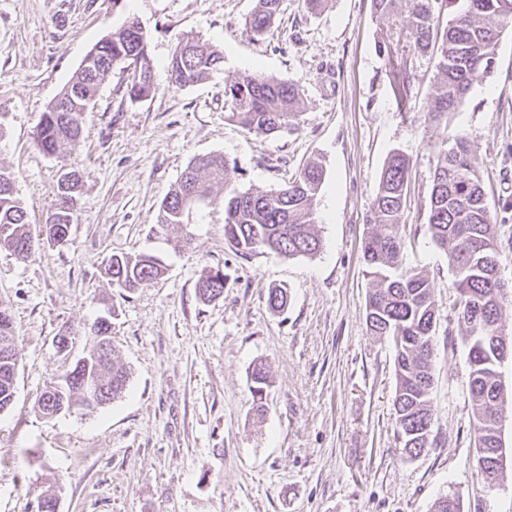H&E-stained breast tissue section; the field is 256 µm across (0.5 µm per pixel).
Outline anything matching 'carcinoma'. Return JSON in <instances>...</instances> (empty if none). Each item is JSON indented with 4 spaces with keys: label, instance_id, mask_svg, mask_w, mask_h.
Listing matches in <instances>:
<instances>
[{
    "label": "carcinoma",
    "instance_id": "cac0c4a2",
    "mask_svg": "<svg viewBox=\"0 0 512 512\" xmlns=\"http://www.w3.org/2000/svg\"><path fill=\"white\" fill-rule=\"evenodd\" d=\"M449 0H372L383 21L404 16L413 51L435 59L436 83L430 121L438 126L448 120L470 88L491 74L499 41V25L512 18V0H467L454 22L440 27V16ZM280 0H256L248 26L256 37L270 31ZM146 35L133 19L96 43L89 61L80 64L56 100L42 114L35 142L47 155L65 152L82 134L83 108L95 103L99 87L116 65L129 72L128 94L132 100L153 96L156 75L148 59ZM224 62L223 52L194 37L181 39L167 67L168 82L178 88L210 77ZM300 94L290 83L247 71L224 84L225 119L257 134H273L297 125ZM230 166L222 155L195 158L177 185L163 199L157 223L188 224L194 213L211 202L213 188L224 186V238L237 251L250 254L266 249L284 257L313 256L321 241L312 231L316 198L324 183L322 165L307 164L285 186L270 192L239 191L228 178ZM410 161L399 153L389 155L373 199L375 224L362 246L363 262L374 287L366 302V322L374 336L390 340L395 348L396 390L393 401L396 435L402 452L420 455L430 444L434 409V349L437 305L429 276L419 269L401 267L404 242L399 227L406 202ZM69 183L57 181L58 207L45 221L46 237L67 234L73 224L75 194L81 177L72 171ZM496 219L489 206L478 163L462 136L454 139V153L444 148L434 170L427 205V231L448 257L458 293L457 320L465 332L462 344L469 368V399L474 417L476 480L493 490L502 470L493 466L492 449L501 447L502 405L506 389L499 368L512 360V339L500 324L501 292L496 288L500 250L494 230ZM0 237L9 240L14 252L28 259L35 249L28 212L18 197L12 174L0 168ZM106 273L112 283L128 292L159 278L164 267L150 253L114 255ZM203 299L224 294V271L211 270L198 285ZM112 324L96 320L88 330V354L76 361L60 379L51 383L39 399L43 415L66 400L83 403L86 382L95 379L109 403L123 392L128 374L112 357ZM14 321L8 307L0 304V411L15 393L17 353ZM256 410L264 408L269 386L263 364L251 374ZM433 512H462L460 497L444 495Z\"/></svg>",
    "mask_w": 512,
    "mask_h": 512
}]
</instances>
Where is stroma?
<instances>
[{
  "label": "stroma",
  "instance_id": "35a3bbf8",
  "mask_svg": "<svg viewBox=\"0 0 512 512\" xmlns=\"http://www.w3.org/2000/svg\"><path fill=\"white\" fill-rule=\"evenodd\" d=\"M255 0H0V167L15 177L41 245L25 262L0 250V300L16 327L18 371L0 412V512H432L445 494L463 512H512V461L479 492L468 367L452 320L454 273L426 227L424 204L443 137L465 136L498 214L502 328L512 334V22L503 26L492 78L472 86L447 129L429 119L433 60L412 52L403 25L371 0H282L274 34L246 22ZM135 17L148 36L159 88L135 101L127 74L102 82L69 150L44 154L34 131L87 52ZM224 54L205 82L178 89L166 66L179 39ZM253 69L294 84L295 128L254 134L224 118V84ZM406 76L407 98L395 80ZM410 160L401 219L403 264L427 271L439 309L431 399L432 445L406 457L395 437L392 343L371 335L372 281L361 246L388 154ZM235 164L241 191L279 189L321 162L312 257L237 252L224 238V190L200 223L160 226V204L197 156ZM82 176L67 240L44 241L61 172ZM149 251L166 272L135 292L105 273L112 255ZM224 271V294L201 300L205 272ZM288 290L279 312L269 288ZM112 323L115 360L130 374L121 398L93 412L44 417L38 400L88 348L85 331ZM69 334L58 353L55 338ZM271 386L257 416L251 371Z\"/></svg>",
  "mask_w": 512,
  "mask_h": 512
}]
</instances>
